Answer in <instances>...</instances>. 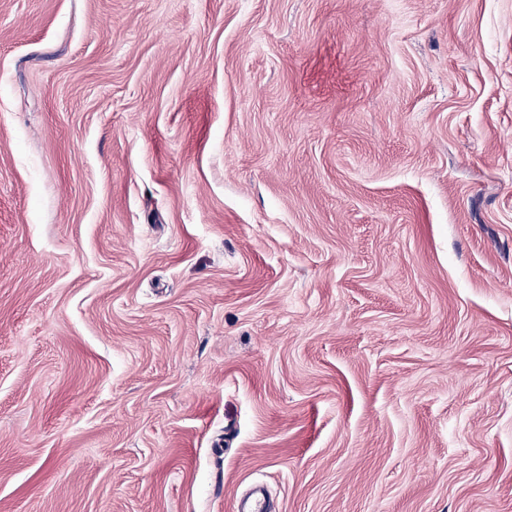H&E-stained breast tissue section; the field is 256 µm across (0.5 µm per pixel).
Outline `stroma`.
<instances>
[{
    "label": "stroma",
    "mask_w": 512,
    "mask_h": 512,
    "mask_svg": "<svg viewBox=\"0 0 512 512\" xmlns=\"http://www.w3.org/2000/svg\"><path fill=\"white\" fill-rule=\"evenodd\" d=\"M512 512V0H0V512Z\"/></svg>",
    "instance_id": "obj_1"
}]
</instances>
